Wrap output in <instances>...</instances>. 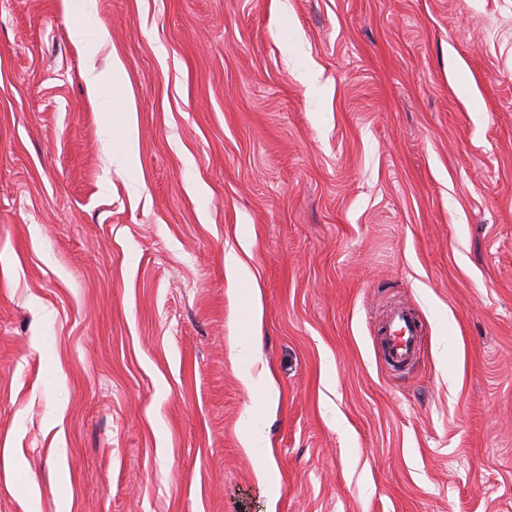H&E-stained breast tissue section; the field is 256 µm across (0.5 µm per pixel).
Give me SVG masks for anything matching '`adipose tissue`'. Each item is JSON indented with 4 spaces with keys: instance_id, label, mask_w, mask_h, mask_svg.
I'll return each mask as SVG.
<instances>
[{
    "instance_id": "ef3b65f1",
    "label": "adipose tissue",
    "mask_w": 512,
    "mask_h": 512,
    "mask_svg": "<svg viewBox=\"0 0 512 512\" xmlns=\"http://www.w3.org/2000/svg\"><path fill=\"white\" fill-rule=\"evenodd\" d=\"M124 66L120 60H113L111 74L98 72L94 64H87L85 68L86 83L91 91L107 92L112 98V126L123 133V149L116 156L115 161L125 169H132L133 157L136 152L134 129L129 120L130 105L122 93Z\"/></svg>"
}]
</instances>
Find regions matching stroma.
<instances>
[{"label":"stroma","mask_w":512,"mask_h":512,"mask_svg":"<svg viewBox=\"0 0 512 512\" xmlns=\"http://www.w3.org/2000/svg\"><path fill=\"white\" fill-rule=\"evenodd\" d=\"M83 3L0 0V512H512V0ZM94 51L90 48L86 53L85 79L88 88L93 92L107 91L112 97V126L113 130L123 132V149L117 156L112 155V163L124 167L129 174L132 186L136 184L133 168V157L136 152L134 129L129 121V112H133L122 93L124 66L119 59L112 62V74L107 76L98 72L94 66ZM385 325L390 358L398 362H410L416 352L417 336H420L416 318L401 308L393 313ZM242 443L244 448L258 457L262 469L270 466L269 445L261 421L250 418L245 422L242 429Z\"/></svg>","instance_id":"35a3bbf8"}]
</instances>
